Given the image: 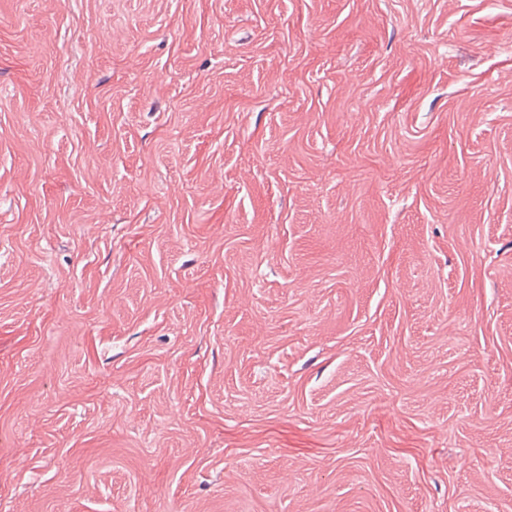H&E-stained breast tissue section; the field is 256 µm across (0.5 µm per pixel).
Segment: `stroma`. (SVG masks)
Listing matches in <instances>:
<instances>
[{"mask_svg":"<svg viewBox=\"0 0 512 512\" xmlns=\"http://www.w3.org/2000/svg\"><path fill=\"white\" fill-rule=\"evenodd\" d=\"M0 512H512V0H0Z\"/></svg>","mask_w":512,"mask_h":512,"instance_id":"stroma-1","label":"stroma"}]
</instances>
